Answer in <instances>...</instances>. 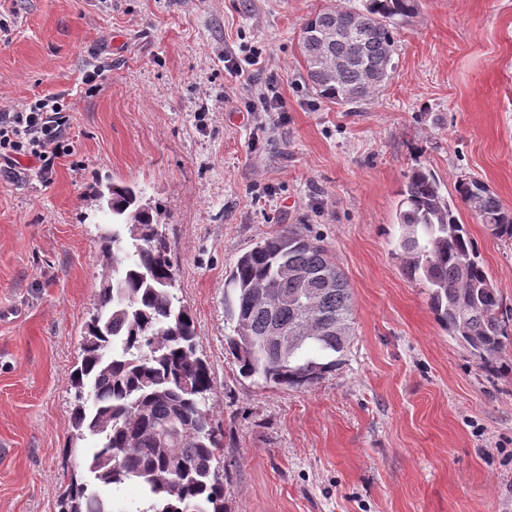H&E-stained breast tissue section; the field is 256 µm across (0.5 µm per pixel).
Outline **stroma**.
Listing matches in <instances>:
<instances>
[{
  "mask_svg": "<svg viewBox=\"0 0 512 512\" xmlns=\"http://www.w3.org/2000/svg\"><path fill=\"white\" fill-rule=\"evenodd\" d=\"M347 0H0V113L45 95L69 155L0 168V512H59L81 458L71 373L102 273L96 181L159 211L177 295L212 371L228 512H512V345L480 367L394 255L404 175L486 183L512 209V0H419L391 82L363 111L318 99L305 20ZM265 60L251 84L233 58ZM276 78L284 109L250 105ZM504 311L512 239L467 209ZM319 235L350 284L355 335L302 390L239 373L224 279L283 227Z\"/></svg>",
  "mask_w": 512,
  "mask_h": 512,
  "instance_id": "1",
  "label": "stroma"
}]
</instances>
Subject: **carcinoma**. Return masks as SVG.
<instances>
[{
    "label": "carcinoma",
    "mask_w": 512,
    "mask_h": 512,
    "mask_svg": "<svg viewBox=\"0 0 512 512\" xmlns=\"http://www.w3.org/2000/svg\"><path fill=\"white\" fill-rule=\"evenodd\" d=\"M418 0H362V6L322 9L302 26L306 80L326 102L362 111L395 72L399 22ZM353 16V30L326 43L324 30ZM328 55L339 70L322 67ZM457 198L491 229L512 239V212L484 182L462 179ZM112 214L101 233L103 268L97 312L86 325L83 357L71 378L72 440L87 436V476L72 479L63 512H112L104 491L138 484L147 506L126 512H226L218 468L224 448L206 401L213 389L197 355L193 316L174 293L176 273L158 234L145 190L112 183L99 191ZM396 258L404 274L428 290L435 318L483 367H493L512 343L502 305L478 247L461 224L451 196L427 168L406 175L396 210ZM334 269L327 287L319 273ZM307 272L304 282L298 273ZM229 354L244 377L287 389L310 387L347 355L354 339L348 282L320 237L290 225L243 253L224 283ZM284 347L269 339L272 324Z\"/></svg>",
    "instance_id": "cac0c4a2"
}]
</instances>
